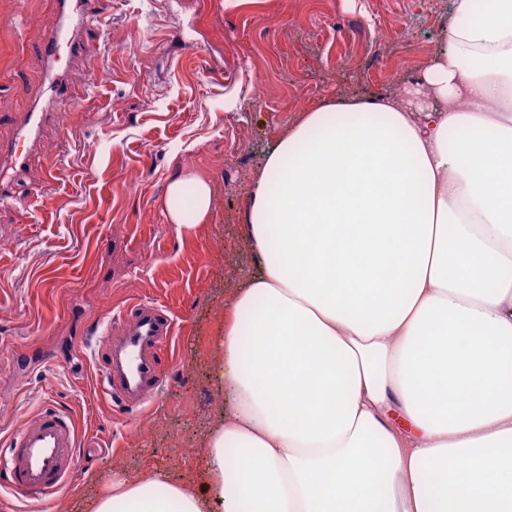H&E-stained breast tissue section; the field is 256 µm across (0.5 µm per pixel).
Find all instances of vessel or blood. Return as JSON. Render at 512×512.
<instances>
[{
  "mask_svg": "<svg viewBox=\"0 0 512 512\" xmlns=\"http://www.w3.org/2000/svg\"><path fill=\"white\" fill-rule=\"evenodd\" d=\"M58 25L43 38L37 49L45 60L49 78L43 95L32 112L26 113L13 141H0V172L21 169L39 143L41 128L56 120L55 103L69 99L74 105L85 100V88L70 82L68 66L85 62L80 37L89 22L85 0H55ZM173 334L168 313L153 304H136L126 311L118 327L98 336L93 349L101 367L105 392L120 406L137 404L155 395L162 383L160 346ZM78 434L72 418L57 410H41L19 425L8 440L0 466L11 495L28 505H39L73 483L81 470L76 453Z\"/></svg>",
  "mask_w": 512,
  "mask_h": 512,
  "instance_id": "b4317fda",
  "label": "vessel or blood"
}]
</instances>
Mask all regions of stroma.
<instances>
[{
  "instance_id": "stroma-1",
  "label": "stroma",
  "mask_w": 512,
  "mask_h": 512,
  "mask_svg": "<svg viewBox=\"0 0 512 512\" xmlns=\"http://www.w3.org/2000/svg\"><path fill=\"white\" fill-rule=\"evenodd\" d=\"M95 0L86 50L96 82L82 110L56 108L42 150L13 178L37 217L0 209V438L43 405L75 421L82 467L44 512H89L113 480L203 475L198 454L224 393L215 342L235 288L256 269L241 234L246 196L299 110L394 93L443 40L454 0ZM54 0H0V140L45 86L35 42ZM267 92L248 107L255 78ZM55 178L45 181L48 160ZM208 181L206 221H168L169 183ZM136 303L173 319L162 393L114 412L72 343Z\"/></svg>"
}]
</instances>
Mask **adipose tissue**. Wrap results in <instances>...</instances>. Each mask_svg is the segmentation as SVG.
Returning a JSON list of instances; mask_svg holds the SVG:
<instances>
[{
  "label": "adipose tissue",
  "mask_w": 512,
  "mask_h": 512,
  "mask_svg": "<svg viewBox=\"0 0 512 512\" xmlns=\"http://www.w3.org/2000/svg\"><path fill=\"white\" fill-rule=\"evenodd\" d=\"M455 0L402 94L304 110L246 199L259 263L216 340L206 483L113 482L92 512H512V0ZM205 221L212 191L164 208Z\"/></svg>",
  "instance_id": "adipose-tissue-1"
}]
</instances>
